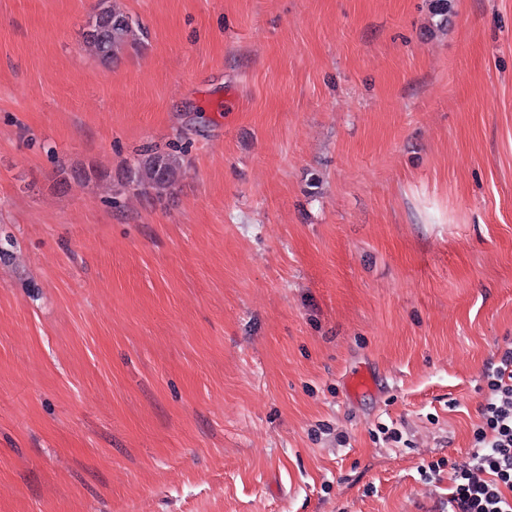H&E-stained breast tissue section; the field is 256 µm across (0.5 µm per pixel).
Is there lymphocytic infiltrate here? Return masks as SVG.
<instances>
[{"label": "lymphocytic infiltrate", "instance_id": "f902f5d3", "mask_svg": "<svg viewBox=\"0 0 512 512\" xmlns=\"http://www.w3.org/2000/svg\"><path fill=\"white\" fill-rule=\"evenodd\" d=\"M487 392L479 409L463 461H438L422 466L425 480L449 472L450 512H512V343L485 369Z\"/></svg>", "mask_w": 512, "mask_h": 512}]
</instances>
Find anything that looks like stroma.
Wrapping results in <instances>:
<instances>
[{"mask_svg":"<svg viewBox=\"0 0 512 512\" xmlns=\"http://www.w3.org/2000/svg\"><path fill=\"white\" fill-rule=\"evenodd\" d=\"M0 0V512H448L512 339V0ZM188 143L170 197L55 187ZM84 30V51L103 66H111L123 54L136 50L146 34L139 21L122 9L117 0H99Z\"/></svg>","mask_w":512,"mask_h":512,"instance_id":"obj_1","label":"stroma"}]
</instances>
